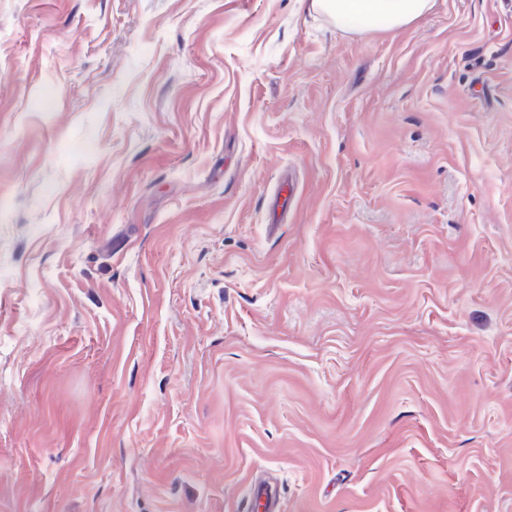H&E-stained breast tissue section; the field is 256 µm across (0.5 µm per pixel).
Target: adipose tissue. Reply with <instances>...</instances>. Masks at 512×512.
Instances as JSON below:
<instances>
[{
    "instance_id": "ef3b65f1",
    "label": "adipose tissue",
    "mask_w": 512,
    "mask_h": 512,
    "mask_svg": "<svg viewBox=\"0 0 512 512\" xmlns=\"http://www.w3.org/2000/svg\"><path fill=\"white\" fill-rule=\"evenodd\" d=\"M434 0H299L301 6L319 12L356 33L393 31L423 16Z\"/></svg>"
}]
</instances>
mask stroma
Returning a JSON list of instances; mask_svg holds the SVG:
<instances>
[{"label": "stroma", "instance_id": "obj_1", "mask_svg": "<svg viewBox=\"0 0 512 512\" xmlns=\"http://www.w3.org/2000/svg\"><path fill=\"white\" fill-rule=\"evenodd\" d=\"M512 512V0H0V512ZM301 7L320 12L336 23L352 25L365 35L393 31L423 16L435 0H298Z\"/></svg>", "mask_w": 512, "mask_h": 512}]
</instances>
